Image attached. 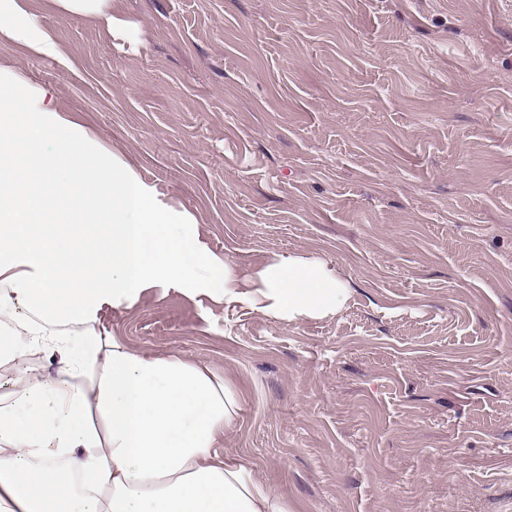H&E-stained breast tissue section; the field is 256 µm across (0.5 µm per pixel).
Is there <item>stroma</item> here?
<instances>
[{
    "label": "stroma",
    "mask_w": 512,
    "mask_h": 512,
    "mask_svg": "<svg viewBox=\"0 0 512 512\" xmlns=\"http://www.w3.org/2000/svg\"><path fill=\"white\" fill-rule=\"evenodd\" d=\"M11 92L96 130L210 247L337 268V316L149 291L108 332L199 359L224 452L295 512H512V0H28ZM26 1H0V38L36 55L62 57L61 46L53 31L37 15L29 12ZM59 9L80 14L92 21L112 22V0H54Z\"/></svg>",
    "instance_id": "obj_1"
}]
</instances>
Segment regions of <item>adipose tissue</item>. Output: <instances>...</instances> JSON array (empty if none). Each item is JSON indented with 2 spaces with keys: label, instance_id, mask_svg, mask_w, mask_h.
<instances>
[{
  "label": "adipose tissue",
  "instance_id": "ef3b65f1",
  "mask_svg": "<svg viewBox=\"0 0 512 512\" xmlns=\"http://www.w3.org/2000/svg\"><path fill=\"white\" fill-rule=\"evenodd\" d=\"M0 38L59 58L26 0H0ZM0 67V512H292L224 454L237 388L202 362L135 348L103 317L152 288L249 303L282 321L345 308L349 282L278 254L241 272L198 218L164 203L124 157ZM55 375L25 367L31 351Z\"/></svg>",
  "mask_w": 512,
  "mask_h": 512
}]
</instances>
